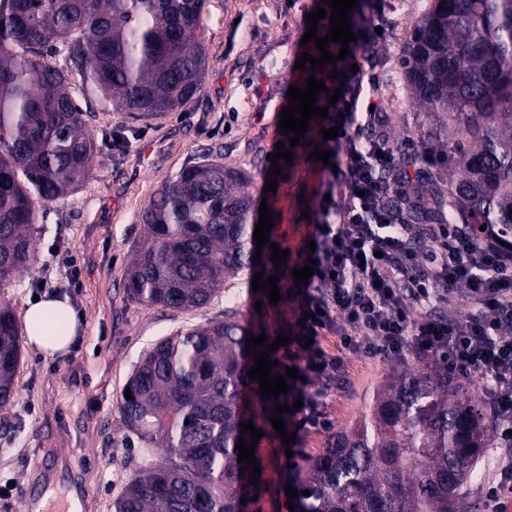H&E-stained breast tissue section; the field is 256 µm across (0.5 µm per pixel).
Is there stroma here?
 <instances>
[{
  "label": "stroma",
  "instance_id": "35a3bbf8",
  "mask_svg": "<svg viewBox=\"0 0 512 512\" xmlns=\"http://www.w3.org/2000/svg\"><path fill=\"white\" fill-rule=\"evenodd\" d=\"M430 0H384L391 19L372 60L384 88V131L405 153L409 142L428 139L433 155H450L441 134L446 117L423 112L410 101L400 66L401 51ZM318 0H206L200 37L207 56L202 89L185 106L145 122L124 113L95 110L86 131L97 151L91 174L75 193L37 203V261L28 275L7 284L16 316L34 296L66 299L79 318L77 339L65 353L44 357L23 347L15 398L0 407V512H27L24 491L47 500L44 512H61L78 494L83 512H113V503L143 467L137 440L126 438L119 413L121 390L140 356L176 331L206 324L234 309L240 323L262 318L272 334H298L299 289L292 276L316 223L323 190L322 162L310 155L319 140L306 130L291 161L271 163L280 112L302 73L295 63L303 48L308 14ZM243 170L254 203L272 209L270 244L257 270L226 281L201 308H150L126 296L124 274L144 236L140 213L183 166L204 154ZM278 166L276 191L268 172ZM287 251L281 265L271 245ZM278 276L280 300L269 304L253 291L255 271ZM347 374L326 387L322 414L339 429L364 410L373 390L397 362L349 356ZM280 433L268 430L257 443L262 472L248 484L244 512H289L284 487L292 471ZM38 459L39 468L28 465Z\"/></svg>",
  "mask_w": 512,
  "mask_h": 512
}]
</instances>
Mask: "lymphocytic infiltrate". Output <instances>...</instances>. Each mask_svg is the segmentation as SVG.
<instances>
[{
  "label": "lymphocytic infiltrate",
  "instance_id": "lymphocytic-infiltrate-1",
  "mask_svg": "<svg viewBox=\"0 0 512 512\" xmlns=\"http://www.w3.org/2000/svg\"><path fill=\"white\" fill-rule=\"evenodd\" d=\"M378 37L352 41L348 47L329 42V53L347 49L346 69L337 102L318 94L326 108L324 128L338 135L324 146L333 157L324 165L325 198L311 236L316 249L303 262L314 272L305 285L296 318L310 346L291 355L298 370L289 382L291 398L302 401L294 421L297 432L328 429L317 405L322 390L314 380L329 381L347 371L346 357L404 360L407 352L441 354L452 371L479 372L495 407V437L512 447V253L496 242L474 240L456 224H404L391 198L417 206V165H439V158L408 152L396 157L376 127L382 115L380 79L366 69ZM346 153L347 169L335 156ZM466 298L464 324L437 317V304ZM336 337L335 349L323 344Z\"/></svg>",
  "mask_w": 512,
  "mask_h": 512
}]
</instances>
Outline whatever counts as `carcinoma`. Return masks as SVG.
Instances as JSON below:
<instances>
[{
	"mask_svg": "<svg viewBox=\"0 0 512 512\" xmlns=\"http://www.w3.org/2000/svg\"><path fill=\"white\" fill-rule=\"evenodd\" d=\"M206 0H0V289L27 274L37 211L78 190L96 144V105L135 121L163 116L201 91ZM64 63L53 62L57 56ZM401 67L416 104L448 116L463 175L450 224L512 238V0H432ZM486 119L479 124L476 117ZM246 175L203 157L166 181L141 213L146 237L126 270L127 297L171 310L205 305L254 257ZM261 320L236 314L178 331L141 355L120 397L123 427L161 449L114 512H242V424L269 423L288 394L266 398L247 370ZM20 327L0 293V405L14 396ZM495 421L488 399L437 357L415 356L373 393L368 410L327 436L294 471L296 512H476L468 486ZM310 495H303V491Z\"/></svg>",
	"mask_w": 512,
	"mask_h": 512,
	"instance_id": "obj_1",
	"label": "carcinoma"
}]
</instances>
